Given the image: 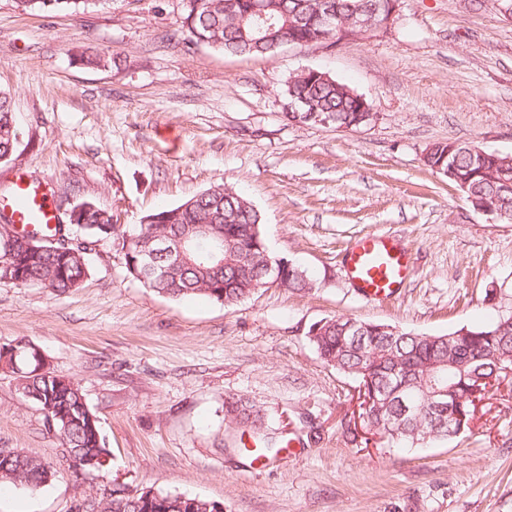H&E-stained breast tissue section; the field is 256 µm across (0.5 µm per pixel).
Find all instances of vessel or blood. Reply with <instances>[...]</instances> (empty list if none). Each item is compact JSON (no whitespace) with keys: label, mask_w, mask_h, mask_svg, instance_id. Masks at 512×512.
Here are the masks:
<instances>
[{"label":"vessel or blood","mask_w":512,"mask_h":512,"mask_svg":"<svg viewBox=\"0 0 512 512\" xmlns=\"http://www.w3.org/2000/svg\"><path fill=\"white\" fill-rule=\"evenodd\" d=\"M13 186V222L44 233L50 231L57 219L47 193L20 174ZM345 270L356 293L375 302L397 295L410 273V255L392 236L372 233L348 250Z\"/></svg>","instance_id":"1"}]
</instances>
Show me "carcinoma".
I'll return each mask as SVG.
<instances>
[{
    "instance_id": "1",
    "label": "carcinoma",
    "mask_w": 512,
    "mask_h": 512,
    "mask_svg": "<svg viewBox=\"0 0 512 512\" xmlns=\"http://www.w3.org/2000/svg\"><path fill=\"white\" fill-rule=\"evenodd\" d=\"M100 0H14L23 13L63 8H88ZM253 0H180V24L173 33L182 40L205 45L236 56L268 55L293 40H334L350 36L344 28L356 7L373 9L379 0H265L268 23L257 29L249 9ZM334 7L339 20L333 29L323 27L319 11L323 3ZM284 106H293L305 120L313 109L333 115L338 124L360 121L359 93L327 72L288 81L281 90ZM16 145L10 98L0 92V162L10 160ZM449 142L429 147L426 165L440 171L455 169L469 178V191L490 201L505 217L512 218V161L480 164L468 144L448 152ZM197 224L210 225L207 237H194ZM191 236L195 265L174 271L163 279L146 277L145 250H154L168 237ZM57 244L29 240L15 246L0 244V281L37 286L52 294H65L83 283L89 274L87 256L110 241L122 254L126 272L171 300L204 296L221 304L249 297L258 284L298 292L313 289L308 275L292 263L276 281L266 272L271 257L263 236L261 216L251 201L235 190L218 184L177 205L161 208L143 217L131 231L112 223V212L93 200L81 201L76 223L56 226ZM309 340L319 357L353 378L374 394L364 411V424L377 429L396 445L420 448L448 442L469 430L474 399L500 383L502 369L512 365V319H499L483 326L463 325L444 334L392 332L387 324L331 317L309 331ZM33 350L26 343L0 345V368L11 372L27 400L44 412L48 431L67 449L69 467L76 470L87 456L107 458L109 448L101 434L96 414L88 406L79 384L71 379L35 370ZM447 391L440 397L445 410L431 406L427 392L432 386ZM224 418L250 427L255 448L242 451L263 455L288 447L289 440L268 432L267 419L255 405L238 399L225 404ZM55 472L35 455L23 453L0 459V483L31 490L47 485ZM190 497L155 492L151 500L115 488L108 495L85 505V512H215L213 502L195 498L194 508L184 507Z\"/></svg>"
}]
</instances>
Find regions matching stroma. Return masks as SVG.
<instances>
[{"label": "stroma", "instance_id": "stroma-1", "mask_svg": "<svg viewBox=\"0 0 512 512\" xmlns=\"http://www.w3.org/2000/svg\"><path fill=\"white\" fill-rule=\"evenodd\" d=\"M503 8L399 0L391 20L335 50L246 58L165 41L179 0L33 14L0 0V92L17 134L0 191L19 173L55 207L89 198L128 229L223 184L258 210L271 255L316 281L234 304L174 301L130 277L106 242L69 293L0 282V344L25 340L79 382L111 450L104 467L72 473L42 411L0 371V448L56 471L40 492L0 490V512H78L115 486L198 496L224 512H512V377L453 441L398 447L358 428L354 380L308 337L333 316L441 334L512 315V220L474 211L424 162L448 140L512 156ZM85 50L117 63L87 67ZM305 68L347 83L376 120L288 123L280 90ZM373 232L398 239L411 270L398 295L368 302L344 257ZM233 397L266 413L288 448L242 453L241 428L224 419Z\"/></svg>", "mask_w": 512, "mask_h": 512}]
</instances>
